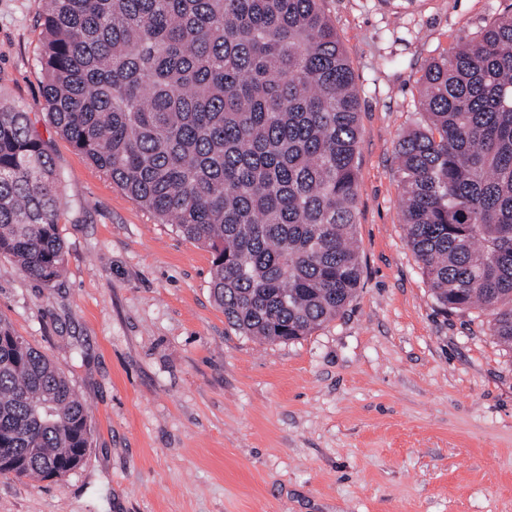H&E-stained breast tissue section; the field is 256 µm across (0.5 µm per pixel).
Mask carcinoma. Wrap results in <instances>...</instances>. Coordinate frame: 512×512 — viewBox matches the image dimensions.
Instances as JSON below:
<instances>
[{
  "instance_id": "1",
  "label": "carcinoma",
  "mask_w": 512,
  "mask_h": 512,
  "mask_svg": "<svg viewBox=\"0 0 512 512\" xmlns=\"http://www.w3.org/2000/svg\"><path fill=\"white\" fill-rule=\"evenodd\" d=\"M48 123L212 254L235 329L297 340L355 297L360 101L322 0H44ZM424 123L397 144L403 223L432 296L489 311L512 352V10L429 61ZM59 178L29 113L0 97V256L50 288ZM64 370L0 321V474L50 478L89 448Z\"/></svg>"
}]
</instances>
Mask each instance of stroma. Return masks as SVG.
Wrapping results in <instances>:
<instances>
[{"mask_svg":"<svg viewBox=\"0 0 512 512\" xmlns=\"http://www.w3.org/2000/svg\"><path fill=\"white\" fill-rule=\"evenodd\" d=\"M512 0H325L360 93L362 280L311 335L262 344L224 318L212 256L127 195L42 109L41 0H0V92L60 176L65 267L0 258V320L88 407L85 462L0 474V512H512V353L443 310L405 236L399 137L422 69Z\"/></svg>","mask_w":512,"mask_h":512,"instance_id":"1","label":"stroma"}]
</instances>
